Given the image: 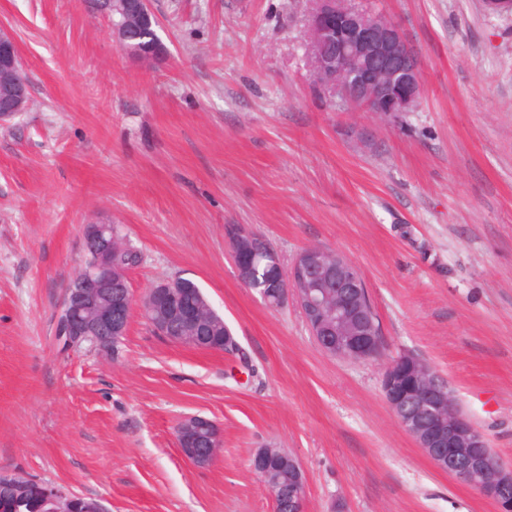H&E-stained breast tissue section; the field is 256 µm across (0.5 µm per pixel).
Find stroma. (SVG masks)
<instances>
[{
    "instance_id": "obj_1",
    "label": "stroma",
    "mask_w": 512,
    "mask_h": 512,
    "mask_svg": "<svg viewBox=\"0 0 512 512\" xmlns=\"http://www.w3.org/2000/svg\"><path fill=\"white\" fill-rule=\"evenodd\" d=\"M403 30L422 68L411 112L332 109L302 49L309 0H152L165 50H122L86 0H0L31 106L0 127V473L110 512H273L251 468L291 452L306 512H497L438 470L381 388L400 354L444 377L512 465V16L481 0H355ZM122 225L135 298L198 282L240 354L174 344L132 312L117 353L63 351L55 318L84 227ZM283 263L320 245L360 270L381 356L325 354L295 304L237 278L224 227ZM224 446L188 464L176 427ZM177 442L185 460L196 467L214 461L223 448V434L211 419L194 415L184 419L177 430Z\"/></svg>"
}]
</instances>
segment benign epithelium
<instances>
[{"mask_svg":"<svg viewBox=\"0 0 512 512\" xmlns=\"http://www.w3.org/2000/svg\"><path fill=\"white\" fill-rule=\"evenodd\" d=\"M482 4L490 14L512 15V0H482ZM303 48L312 80L338 102L385 115L410 112L423 96L421 64L402 29L383 13L360 8L353 0H310ZM20 62L15 39L0 30V65L17 73L0 103L1 127L13 123L31 105L30 84L20 75ZM225 234L242 285L274 310L293 298L325 353L348 360L379 356L381 337L368 325L371 299H361L366 286L348 258L310 246L286 267L270 249L260 270L244 264L240 246L243 238L254 235L229 225ZM115 240L114 224L86 225V261L64 289L58 312L71 349L87 342L117 345L126 335L134 297L129 288L112 292ZM382 391L399 425L437 469L493 500L499 512H512V467L494 455L484 434L463 415L443 377L420 359L402 355L386 367ZM177 442L185 460L196 467L212 463L224 446L216 423L200 415L181 422ZM285 465L292 469L293 479L284 492L276 490L270 479ZM251 467L270 490L274 512H305L307 483L293 455L285 458L273 448H260L252 456ZM21 502L39 503L38 512L63 502L78 503V512H108L100 500L71 495L23 475H1L0 512H18Z\"/></svg>","mask_w":512,"mask_h":512,"instance_id":"1","label":"benign epithelium"}]
</instances>
